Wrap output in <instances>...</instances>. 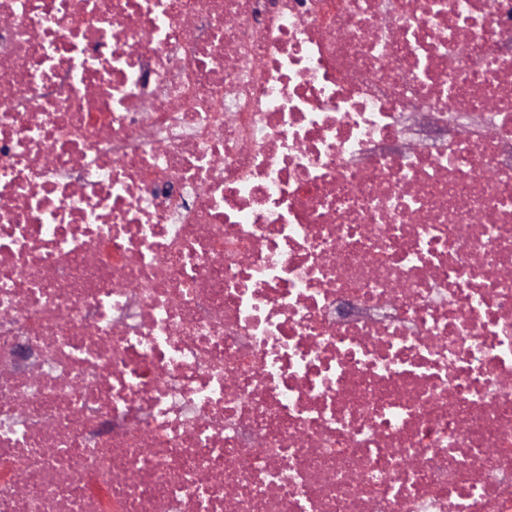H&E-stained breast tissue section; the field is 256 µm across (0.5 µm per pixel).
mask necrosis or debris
<instances>
[{"mask_svg":"<svg viewBox=\"0 0 512 512\" xmlns=\"http://www.w3.org/2000/svg\"><path fill=\"white\" fill-rule=\"evenodd\" d=\"M507 42L512 0H0V512H512Z\"/></svg>","mask_w":512,"mask_h":512,"instance_id":"4bbe7bcc","label":"necrosis or debris"}]
</instances>
